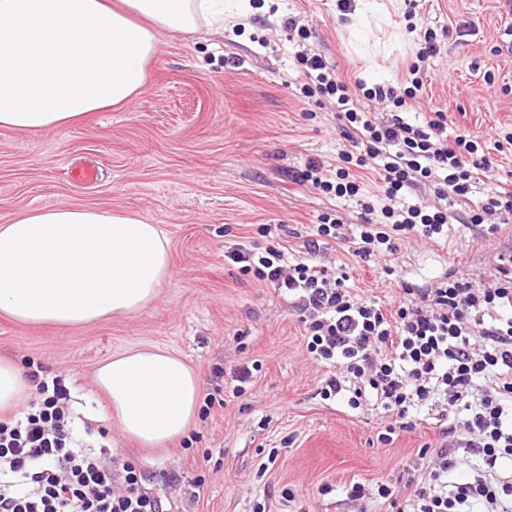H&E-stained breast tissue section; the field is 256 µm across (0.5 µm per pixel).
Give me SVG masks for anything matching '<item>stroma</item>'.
<instances>
[{"mask_svg": "<svg viewBox=\"0 0 512 512\" xmlns=\"http://www.w3.org/2000/svg\"><path fill=\"white\" fill-rule=\"evenodd\" d=\"M508 27L505 0H419L415 9L409 0H354L346 12L337 0H250L223 31L161 33L148 86L131 106L56 129H0V224L56 205L136 212L167 235L172 264L169 284L136 315L81 328L0 316V358L65 375L72 413L107 430L113 456L135 461L145 491L172 512H253L258 503L266 512H389L372 496L351 502L346 490L359 482L372 493L388 483L400 497L412 494L428 466L419 450L436 439L431 421L383 445V410L322 400L325 370L305 351L298 311L225 261L224 250L273 240L300 255L321 215L356 221L352 203L302 180L310 161L335 168L345 145L334 112L302 94V53L321 55L359 108L382 114L385 106L365 99L355 80L402 85L418 40L432 30L438 53L417 112H443L449 129L482 136L490 179L512 177V150L493 147L500 131L512 130V53L499 47ZM86 162L95 181L75 183L68 168ZM264 224L270 237L259 233ZM509 248L512 223L484 238L464 229L444 244L412 235L394 263L427 288L452 268L482 273ZM352 249L333 244L325 259L348 266L361 295L391 307L385 259L364 262ZM133 347L181 356L207 394L242 365L257 370L242 397L199 419L191 443L144 448L102 417L105 399L92 383L100 362ZM173 471L183 475L176 486L167 481Z\"/></svg>", "mask_w": 512, "mask_h": 512, "instance_id": "obj_1", "label": "stroma"}]
</instances>
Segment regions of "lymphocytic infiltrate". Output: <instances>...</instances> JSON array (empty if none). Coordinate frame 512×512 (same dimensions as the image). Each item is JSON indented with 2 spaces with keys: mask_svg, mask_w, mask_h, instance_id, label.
Masks as SVG:
<instances>
[{
  "mask_svg": "<svg viewBox=\"0 0 512 512\" xmlns=\"http://www.w3.org/2000/svg\"><path fill=\"white\" fill-rule=\"evenodd\" d=\"M425 31L409 73L410 87L365 89L368 99L393 111L374 117L354 107L349 86L333 77L319 55L301 56L311 86L336 111L349 142L334 176L319 163L304 175L323 192L359 206L352 235L340 220L323 216L305 243L286 247L237 244L224 257L283 291L302 313L306 350L326 374L319 394L350 409L376 406L392 421L381 443L414 429L422 413L434 414L438 439L430 449L424 481L407 499L379 484L377 495L396 512H512V252L497 255L492 272L458 269L434 287L420 288L392 276L398 299L392 309L362 296L346 267L325 264L324 250L352 238L355 256L368 262L397 254L410 234L447 241L457 227L480 236L512 222V185L496 186L484 199L489 160L479 137L449 134L447 118L424 120L411 110L422 89L421 66L437 53ZM374 172L377 192L364 199L362 171ZM431 186L437 206L413 201ZM467 205L461 225L448 222L447 200ZM35 392L23 413L0 417V512H165L160 499L140 488L142 472L131 460L110 463L108 440L90 441L69 409L64 378L30 368Z\"/></svg>",
  "mask_w": 512,
  "mask_h": 512,
  "instance_id": "lymphocytic-infiltrate-1",
  "label": "lymphocytic infiltrate"
}]
</instances>
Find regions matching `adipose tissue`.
I'll return each instance as SVG.
<instances>
[{"mask_svg": "<svg viewBox=\"0 0 512 512\" xmlns=\"http://www.w3.org/2000/svg\"><path fill=\"white\" fill-rule=\"evenodd\" d=\"M241 0H0V128L35 132L131 105L148 84L160 32L223 30ZM171 277V247L138 213L59 205L0 224V315L84 327L142 312ZM93 383L124 437L163 448L188 437L198 375L176 354L131 348Z\"/></svg>", "mask_w": 512, "mask_h": 512, "instance_id": "ef3b65f1", "label": "adipose tissue"}]
</instances>
